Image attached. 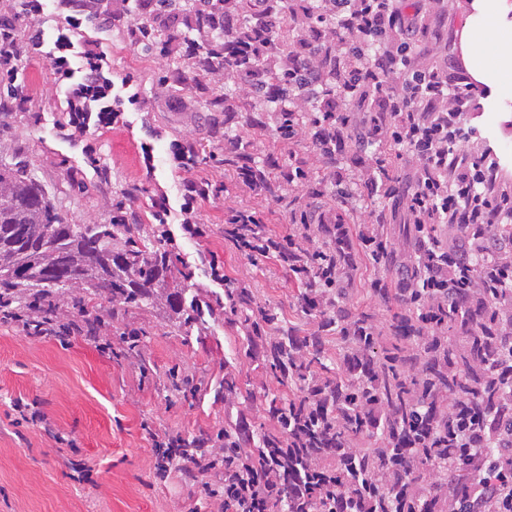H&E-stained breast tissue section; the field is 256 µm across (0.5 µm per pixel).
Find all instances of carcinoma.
<instances>
[{
  "label": "carcinoma",
  "mask_w": 512,
  "mask_h": 512,
  "mask_svg": "<svg viewBox=\"0 0 512 512\" xmlns=\"http://www.w3.org/2000/svg\"><path fill=\"white\" fill-rule=\"evenodd\" d=\"M164 22L137 28L126 35L125 42L146 55L156 53L159 43L170 32H178L194 55L190 61L172 60V69L162 77L169 96L178 97L191 90L204 99L211 112L224 113V169L236 174L242 166L264 172V190L275 191L265 164L251 151V141L232 134L231 123L241 112L255 111V99H272L273 109L288 115V97L297 87L271 68L243 52L235 39L216 28L223 16L235 13L240 31L255 25L254 0H161ZM308 5V0H265L264 22L269 28L270 50L276 55L302 50L303 36L283 21L289 8ZM224 67V77L236 81L253 80L251 99H231L212 85L209 71L215 64ZM133 227L112 224H69L32 178L0 165V289H29L49 295L64 294L74 288L90 290L102 287L129 307L153 303L162 290L174 325L204 324L205 316H214L224 307L241 314L249 324L252 344L262 345L265 361L277 379L292 388V396L274 398L270 418L277 431L254 437L239 430H224L225 447H234L236 458L252 461L263 448L288 442V426L300 423L298 404L313 399L316 393L328 399L320 409L321 423L334 425L330 433L318 437L317 446L331 452L321 456L323 464L336 471V500L321 502L311 498L299 505L297 512H360L359 500L368 491L379 503V512H439L435 497L405 496V485L430 478L437 485L448 481V465L459 460L448 457L445 439L433 448H413L406 429L415 428L426 419L444 417L442 395L452 389L480 409L490 408L485 396L489 384L486 374L474 365L473 334L483 320V313H471L468 325L454 312L443 311L441 325L422 322L424 309L412 298L416 272L410 271L397 285L388 280L393 250L387 235L378 230L379 239L368 248L366 258L383 275L368 283L372 295L385 302L392 291L402 295L401 311L395 314L389 332L396 344L379 346L377 326L366 316H356L347 307L346 290L336 291V303L327 309L302 305L304 314L317 322V330L305 336L285 334L267 340L266 329L278 323L271 308L256 315L248 314L252 299L247 289L228 279L224 298L214 302L186 301L183 289L170 287L168 274L174 268L173 253L168 249L169 233L157 225L151 234L136 239ZM124 240V247L114 242ZM346 237L328 239L321 251L336 259V274L348 269L353 258L344 244ZM55 246L54 264L63 277L47 273L46 246ZM336 328V368L322 332ZM459 334L460 346L448 347V332ZM268 462L288 471L281 487L275 512H290L296 485L303 479L300 459L273 456Z\"/></svg>",
  "instance_id": "carcinoma-1"
}]
</instances>
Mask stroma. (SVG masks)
I'll list each match as a JSON object with an SVG mask.
<instances>
[{"mask_svg":"<svg viewBox=\"0 0 512 512\" xmlns=\"http://www.w3.org/2000/svg\"><path fill=\"white\" fill-rule=\"evenodd\" d=\"M472 0H448V10L423 23L420 42L429 59L465 72L461 35L472 23ZM112 69L133 75L141 103L128 106L120 123L72 134L61 123L66 107L46 60L28 65L25 76L33 101L0 122V163L22 170L43 187L72 224H109L125 217L147 234L153 203L178 207L182 175L170 162L173 141L195 144L202 172L219 187L199 211L204 236L181 224L169 227L171 248L194 271L185 281L186 296L218 292L210 278L211 255H218L225 277L247 288L255 305L277 309L290 334L304 336L317 325L301 308L303 290L276 259H247L224 238L228 206L256 211L267 231L298 234L290 212H326L357 235L363 224L383 220L384 232L403 261L411 248L403 196L361 199L357 211L342 206L331 173L306 143L278 144L254 124L258 113L239 116L236 132L253 143V152L319 172L310 186L253 194L239 187L224 168V115L208 111L201 99L187 110L168 105L159 83L171 61L126 45L111 35ZM466 125L480 144L493 149L505 178L512 179V98L475 85ZM153 149L154 167L146 169L142 148ZM375 274L362 255L348 273L347 298L356 314L372 315L386 327L398 311L365 290ZM109 327L112 348L78 337L33 339L22 325L0 324V512H210L192 482L173 478L156 482L151 432L181 433L189 441L205 439L213 456L224 453V430L247 426L254 434L273 430L267 410L272 397L285 396L247 339L241 317L217 316L205 330L179 328L161 303L131 308L93 297ZM236 383L224 389L225 379ZM41 412L65 438L56 443L44 431L13 422L14 403Z\"/></svg>","mask_w":512,"mask_h":512,"instance_id":"35a3bbf8","label":"stroma"}]
</instances>
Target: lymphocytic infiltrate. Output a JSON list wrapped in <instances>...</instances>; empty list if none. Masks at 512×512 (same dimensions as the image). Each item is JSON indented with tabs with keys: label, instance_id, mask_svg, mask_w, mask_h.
Segmentation results:
<instances>
[{
	"label": "lymphocytic infiltrate",
	"instance_id": "f902f5d3",
	"mask_svg": "<svg viewBox=\"0 0 512 512\" xmlns=\"http://www.w3.org/2000/svg\"><path fill=\"white\" fill-rule=\"evenodd\" d=\"M313 11H292L288 22L309 45L307 52L289 56L284 68L299 94L289 97L293 119L278 125L280 140L295 144L309 139L310 130L295 114L314 117L322 128L321 141L312 145L323 159H332L353 144L367 155L380 143L395 146L412 162L402 189L410 223L444 226L448 235L434 239V255L424 262L421 282L426 288H447L460 306L484 308L488 316L480 330L483 342L476 350L480 368L496 372L512 351V183L505 180L489 150L466 149L473 136L464 117L471 95L453 85L448 69L425 63L415 34L422 12L405 13L404 0H316ZM54 6L59 23L52 38L30 31L46 6ZM151 0H0V82L13 100L29 99L25 82L28 63L36 56L48 59L55 83L63 88L68 124L75 132L111 125L123 110L124 98L116 88L112 61L102 43H90L82 25L96 21L98 28L131 19L149 25ZM336 52L335 70H326L320 48ZM336 89L333 111L321 106L320 87ZM183 179L181 211L185 223L196 221L198 206L209 199L213 184L196 177L197 149L181 145L174 155ZM369 184L381 197L394 192L384 162L365 165L354 174H336L334 187L342 203L355 206L353 182ZM263 229L249 210L228 207L224 234L249 259H256L255 241ZM485 274H478V267ZM504 371V370H501ZM512 382V369L504 371ZM499 416H488L459 398L448 400V425L455 429L448 445L460 449L462 474H449L442 496L448 512H512V432L501 433L499 418L512 417V391H498ZM496 448H489V441ZM158 460L156 476L167 480L172 461L184 457L177 435L153 436ZM184 471L193 474L200 492L216 512H238L241 503L256 512H268L271 493L281 482L276 470H257L248 476L225 475L209 457H184ZM466 493H459V486Z\"/></svg>",
	"mask_w": 512,
	"mask_h": 512
}]
</instances>
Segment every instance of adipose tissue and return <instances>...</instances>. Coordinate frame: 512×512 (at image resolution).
<instances>
[{"label": "adipose tissue", "mask_w": 512, "mask_h": 512, "mask_svg": "<svg viewBox=\"0 0 512 512\" xmlns=\"http://www.w3.org/2000/svg\"><path fill=\"white\" fill-rule=\"evenodd\" d=\"M502 3L503 0H480L481 17L477 23L465 28L462 52L465 65L476 82L493 84L497 92L512 95V67L492 69L485 51L488 40L512 41V29L499 25Z\"/></svg>", "instance_id": "ef3b65f1"}]
</instances>
